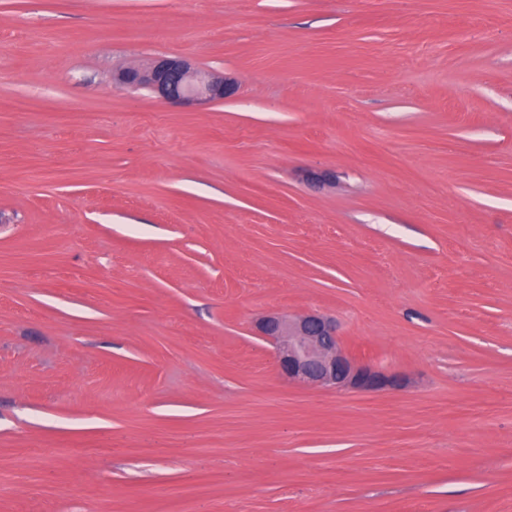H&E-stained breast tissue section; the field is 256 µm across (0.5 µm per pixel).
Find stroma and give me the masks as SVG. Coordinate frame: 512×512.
<instances>
[{
	"label": "stroma",
	"mask_w": 512,
	"mask_h": 512,
	"mask_svg": "<svg viewBox=\"0 0 512 512\" xmlns=\"http://www.w3.org/2000/svg\"><path fill=\"white\" fill-rule=\"evenodd\" d=\"M444 9L0 0V512H512V0ZM311 310L409 386L288 383ZM115 83L123 87H147L158 98L190 103L221 101L235 93V85L224 79H211L175 57H159L149 69L121 71Z\"/></svg>",
	"instance_id": "stroma-1"
}]
</instances>
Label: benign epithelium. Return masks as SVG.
Returning <instances> with one entry per match:
<instances>
[{
    "label": "benign epithelium",
    "mask_w": 512,
    "mask_h": 512,
    "mask_svg": "<svg viewBox=\"0 0 512 512\" xmlns=\"http://www.w3.org/2000/svg\"><path fill=\"white\" fill-rule=\"evenodd\" d=\"M115 83L147 87L158 98L172 102L221 101L235 93L234 84L211 79L175 57H159L144 71L124 70ZM257 330L274 345L278 370L290 381L338 391H379L405 384L401 376L355 357L329 315L273 313L258 321Z\"/></svg>",
    "instance_id": "7a95c632"
}]
</instances>
